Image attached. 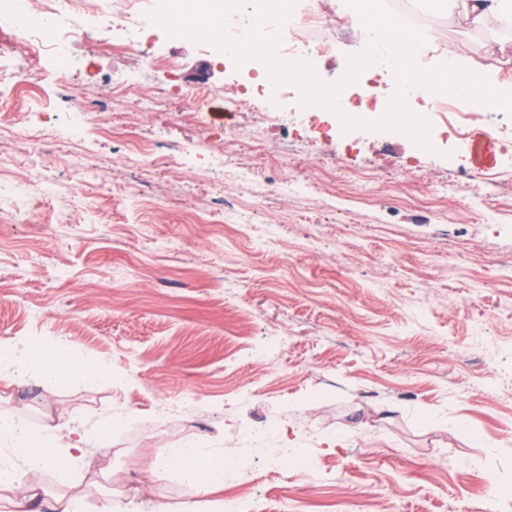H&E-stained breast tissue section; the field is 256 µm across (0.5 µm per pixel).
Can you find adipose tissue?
Returning a JSON list of instances; mask_svg holds the SVG:
<instances>
[{
	"instance_id": "ef3b65f1",
	"label": "adipose tissue",
	"mask_w": 512,
	"mask_h": 512,
	"mask_svg": "<svg viewBox=\"0 0 512 512\" xmlns=\"http://www.w3.org/2000/svg\"><path fill=\"white\" fill-rule=\"evenodd\" d=\"M450 12L475 22L497 19L512 28V0H447ZM30 375L52 390L69 387L74 379L89 385L111 376L104 363L75 358L65 347L45 350L38 345L0 338V377L16 379ZM112 422L91 427L81 423L58 424L38 430L29 428L21 412H0V487L12 492L11 512H30V506L42 490V476L49 471L61 476L87 472V451L112 445ZM232 465L230 455L205 452L202 442H185L169 448L156 469L180 473L193 493L179 508L159 506L158 512H208L201 500L204 493L223 488Z\"/></svg>"
}]
</instances>
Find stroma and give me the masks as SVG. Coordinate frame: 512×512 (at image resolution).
Here are the masks:
<instances>
[{
    "instance_id": "1",
    "label": "stroma",
    "mask_w": 512,
    "mask_h": 512,
    "mask_svg": "<svg viewBox=\"0 0 512 512\" xmlns=\"http://www.w3.org/2000/svg\"><path fill=\"white\" fill-rule=\"evenodd\" d=\"M434 53L455 51L468 69L512 84V32L473 24L443 0H408ZM324 0L335 43L318 78L341 80L364 43ZM93 32L76 75L47 58L0 63V175L45 176L47 198L0 205V338L63 344L110 365L112 378L66 390L0 380V409L24 406L33 428L127 411L138 419L89 449L87 512L113 498L126 512L187 499L181 479L154 469L179 441L224 449L239 466L209 500L261 496L269 512H460L465 497L497 485L512 503V164L503 160L512 115L499 118L492 154L477 164L472 140L456 143L468 172L498 174L485 207L442 194L447 168L414 158L409 142L358 129L351 139L313 135L302 148L287 121L228 112L234 75L199 42L167 39L170 71L135 93L112 77L135 71L133 49L101 53ZM215 89L212 122L199 124L187 90ZM164 90L158 110L139 100ZM104 100L81 146L33 152L22 131L61 134L82 102ZM148 150L131 157L130 142ZM196 144L192 167L178 157ZM234 166L217 186L211 155ZM169 160L157 169L154 156ZM91 166L95 184L80 172ZM420 169L415 180L405 179ZM273 187L309 182L301 196L255 198L253 177ZM147 185V194L135 193ZM92 212L75 213L74 199ZM232 206L264 236L225 223ZM30 221L12 224L15 209ZM497 212L503 224H490ZM279 332L285 350L266 349ZM452 416L456 428L443 423ZM289 432L325 437L310 456L277 468Z\"/></svg>"
}]
</instances>
